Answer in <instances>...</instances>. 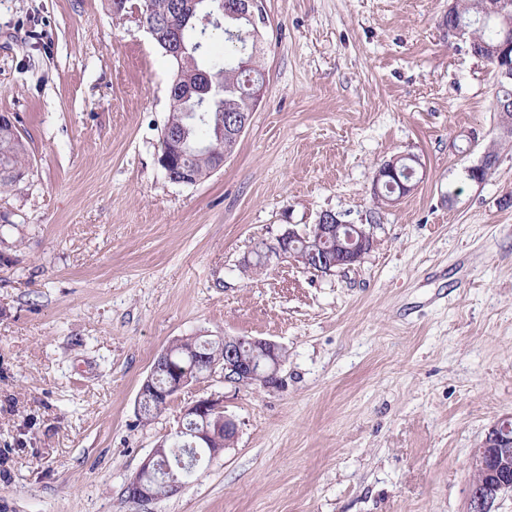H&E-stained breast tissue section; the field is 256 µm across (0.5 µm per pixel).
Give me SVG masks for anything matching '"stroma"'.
<instances>
[{"label": "stroma", "mask_w": 512, "mask_h": 512, "mask_svg": "<svg viewBox=\"0 0 512 512\" xmlns=\"http://www.w3.org/2000/svg\"><path fill=\"white\" fill-rule=\"evenodd\" d=\"M449 2L262 0L264 97L223 167L182 185L158 163L172 63L135 14L0 0V114L32 164L0 194V512H467L470 450L512 414V134ZM400 155L419 182L377 204ZM326 210L369 225L361 262L250 267ZM186 336L278 343L281 385L219 366L140 419ZM208 396L230 449L128 502ZM419 164L418 161L411 157H402L399 158L396 163V169L398 171V177L405 184H414L416 183V174L417 170L415 165ZM394 162L391 165L382 164L377 170L376 176L374 178V192L379 193L381 183L384 182L385 179L389 178V176L395 175L396 172ZM411 171V172H409ZM408 172V174L406 173ZM416 187L414 185H403L402 192L404 195L412 192Z\"/></svg>", "instance_id": "1"}]
</instances>
